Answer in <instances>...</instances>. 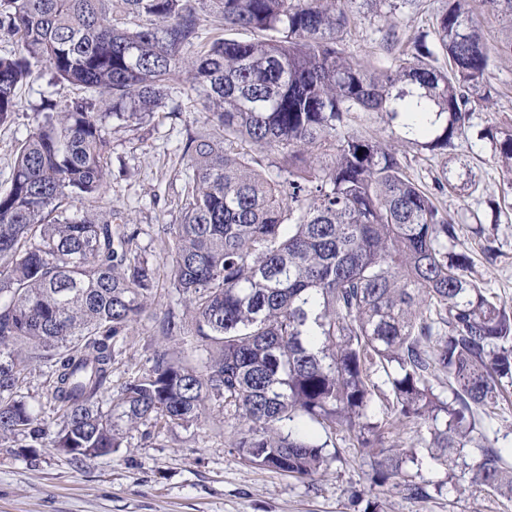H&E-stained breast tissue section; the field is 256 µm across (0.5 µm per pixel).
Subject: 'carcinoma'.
<instances>
[{"mask_svg": "<svg viewBox=\"0 0 512 512\" xmlns=\"http://www.w3.org/2000/svg\"><path fill=\"white\" fill-rule=\"evenodd\" d=\"M402 2L0 0V36L19 47L0 56V122L45 71L84 91L44 101L0 190V441L83 461L120 447L123 423L192 424L215 400L239 423L229 447L257 468L312 481L340 459L328 446L343 430L375 487L429 498L423 448L455 483L512 499V464L480 419L512 380V313L470 276L461 217L437 203L456 185H421L395 147L454 150L490 100V52L470 0H444L413 33ZM481 2L512 56V0ZM206 8L224 27L207 43ZM365 12L383 18V63L342 47ZM182 74L213 133L184 142L192 177L168 266L206 359L161 351L114 396V340L146 312L156 267L136 225L83 203L111 175L105 120L151 118ZM370 114L391 135L352 129ZM489 136L512 175V128ZM236 144L269 151V169ZM33 365L52 379L56 431L19 395ZM400 425L416 443L385 446Z\"/></svg>", "mask_w": 512, "mask_h": 512, "instance_id": "1", "label": "carcinoma"}]
</instances>
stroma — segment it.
I'll list each match as a JSON object with an SVG mask.
<instances>
[{
	"instance_id": "1",
	"label": "stroma",
	"mask_w": 512,
	"mask_h": 512,
	"mask_svg": "<svg viewBox=\"0 0 512 512\" xmlns=\"http://www.w3.org/2000/svg\"><path fill=\"white\" fill-rule=\"evenodd\" d=\"M492 109H476L457 152L467 163L479 189L439 196L441 206L465 214L460 236L474 252V274L512 310V192L503 193V175L492 144L480 131L492 122L512 120V58L493 57L485 75ZM57 102L73 97L71 88L49 87L47 79L22 86L18 106L0 124V190L10 184L12 165L29 129L41 121L35 110L40 92ZM178 111L164 106L143 123H111L112 175L98 202L100 213L120 212L137 225L142 255L158 267V287L146 316L127 335L119 337L112 364V387L149 368L157 352L169 350L194 365L205 353L195 346L191 331L163 335L160 322L167 314L189 319L190 312L169 286L164 258L173 248L166 225L182 220V200L191 176L182 147L187 135L209 134L204 100L190 83L175 85L170 94ZM492 236L500 255L489 261L481 252ZM45 369L29 370L19 393L42 416L59 424L60 413L48 396ZM238 429L222 405L211 402L195 424L155 428L139 425L125 430L120 448L112 454L76 461L51 447L17 453L16 442H0V512H355L353 492L363 501H379L382 512H512V500L487 493L459 494L444 467L423 459L421 473L430 481L429 498H408L397 491L372 486L370 461L360 456L347 433H337L341 458L327 475L300 482L262 470L238 459L229 443Z\"/></svg>"
}]
</instances>
